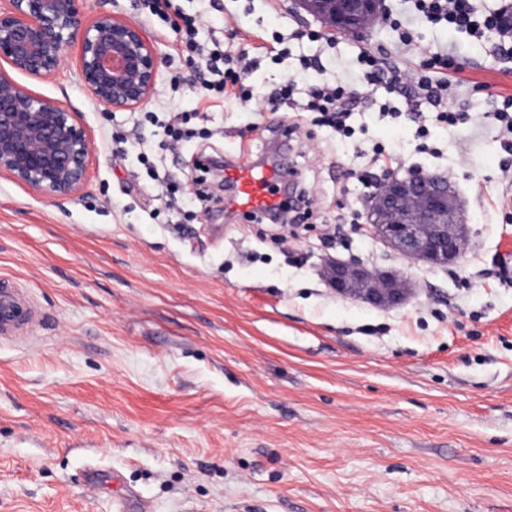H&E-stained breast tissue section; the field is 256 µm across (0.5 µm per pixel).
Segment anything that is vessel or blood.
<instances>
[{"instance_id": "obj_1", "label": "vessel or blood", "mask_w": 512, "mask_h": 512, "mask_svg": "<svg viewBox=\"0 0 512 512\" xmlns=\"http://www.w3.org/2000/svg\"><path fill=\"white\" fill-rule=\"evenodd\" d=\"M224 181L229 205L240 212H266L280 207L288 197V165L277 152L262 163L225 162ZM24 313L17 289L0 285V334L19 328Z\"/></svg>"}]
</instances>
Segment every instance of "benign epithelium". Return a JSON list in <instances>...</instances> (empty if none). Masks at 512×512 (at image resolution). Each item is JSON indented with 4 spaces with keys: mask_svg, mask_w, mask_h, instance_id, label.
I'll list each match as a JSON object with an SVG mask.
<instances>
[{
    "mask_svg": "<svg viewBox=\"0 0 512 512\" xmlns=\"http://www.w3.org/2000/svg\"><path fill=\"white\" fill-rule=\"evenodd\" d=\"M0 8V60L49 79L65 49L78 44L81 73L104 112L131 110L156 90L162 58L137 21L110 12L89 18L84 0H6ZM333 32L360 35L384 12V0H296ZM90 138L81 115L34 96L0 70V173L52 198L73 199L84 186ZM370 233L411 262L446 267L465 254L470 228L448 177L433 171L388 173L368 200ZM326 279L336 295L374 307L405 304L410 282L360 260H330Z\"/></svg>",
    "mask_w": 512,
    "mask_h": 512,
    "instance_id": "1",
    "label": "benign epithelium"
}]
</instances>
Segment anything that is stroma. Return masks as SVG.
Listing matches in <instances>:
<instances>
[{"label":"stroma","instance_id":"1","mask_svg":"<svg viewBox=\"0 0 512 512\" xmlns=\"http://www.w3.org/2000/svg\"><path fill=\"white\" fill-rule=\"evenodd\" d=\"M385 3L390 21L329 48L301 38L314 19L292 0H173L205 15L207 43L281 33L287 60L251 73L266 91L350 79L364 50L404 65L394 25L414 2ZM413 32L465 61L450 100L470 119L429 122L424 152L413 122L381 116L382 103L404 105L383 84L343 139L310 112L278 119L199 98L191 84L172 94L162 79L141 107L101 112L74 46L51 79L16 74L80 112L91 145L72 200L0 174V277L29 290L38 317L30 341L0 339V512H113L111 491L88 485L93 469L119 471L144 512H512V288L498 279L512 269V181L501 174L512 155L491 118L512 100V58L497 55L493 33ZM305 57L323 71L302 70ZM171 110L205 114L227 153L261 159L277 121L299 124L288 163L312 218L281 243L257 216H199L193 141L166 160L182 199L168 212L141 156L160 141L145 113ZM376 144L459 192L470 241L452 268L409 264L365 224H338L365 213L371 182L347 172ZM336 227L347 241L331 248L323 237ZM330 255L398 270L415 294L390 309L336 297L321 275Z\"/></svg>","mask_w":512,"mask_h":512}]
</instances>
